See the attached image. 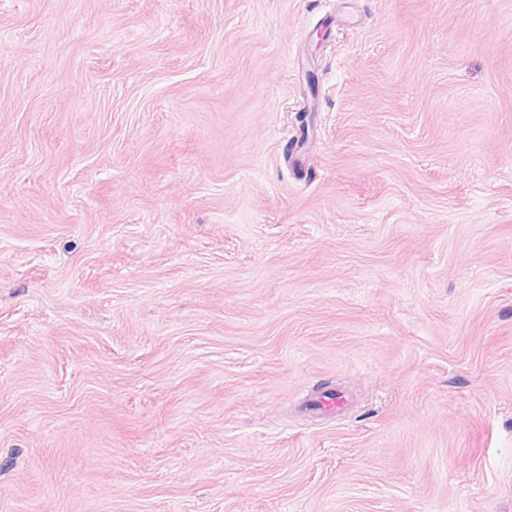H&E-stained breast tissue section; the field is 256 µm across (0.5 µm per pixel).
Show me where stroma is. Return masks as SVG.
Segmentation results:
<instances>
[{
    "label": "stroma",
    "mask_w": 512,
    "mask_h": 512,
    "mask_svg": "<svg viewBox=\"0 0 512 512\" xmlns=\"http://www.w3.org/2000/svg\"><path fill=\"white\" fill-rule=\"evenodd\" d=\"M0 512H512V0H0ZM346 402L344 394L334 390H323L312 398L310 406L317 413H327L342 408Z\"/></svg>",
    "instance_id": "obj_1"
}]
</instances>
